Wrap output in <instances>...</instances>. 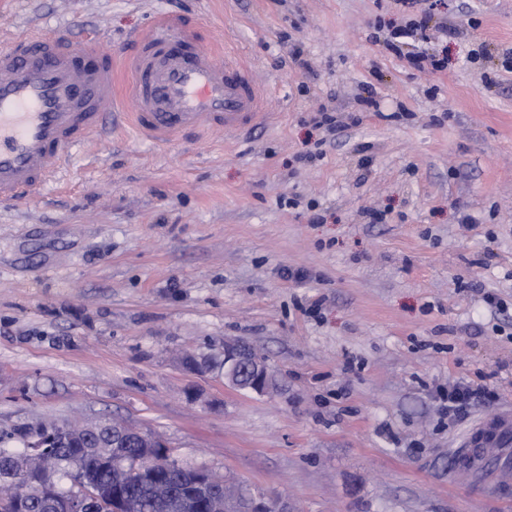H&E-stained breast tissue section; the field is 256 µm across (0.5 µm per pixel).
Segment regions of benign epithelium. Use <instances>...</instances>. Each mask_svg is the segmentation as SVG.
<instances>
[{"mask_svg":"<svg viewBox=\"0 0 512 512\" xmlns=\"http://www.w3.org/2000/svg\"><path fill=\"white\" fill-rule=\"evenodd\" d=\"M250 373L247 384H240V373ZM224 381L230 385L263 394L271 389V378L266 364L257 359L246 345L236 342L224 343ZM84 430L97 437V450L102 458L114 465L126 467L136 480L142 484H152L158 491L166 488L170 474L179 467L172 458L166 442L159 436L131 427L120 419L97 420ZM74 425L68 421L52 420L37 423L21 430L15 428L9 432L10 438L23 435L28 457L46 459L52 451L71 441L74 437ZM134 441L142 448L138 456H121L113 452ZM13 480L20 486L17 494L0 500V512H24L23 503L29 492L47 489V483L29 464L20 462L14 469ZM206 491L205 500L199 504L203 512H230V506L237 505L238 512H291L288 503L268 497L246 496L242 491H231L224 480L202 468L193 471L192 481L183 488L184 497L195 502L196 490ZM127 494L123 487L112 488V494H102L96 482L88 475L79 477L77 490L56 505L59 512H124Z\"/></svg>","mask_w":512,"mask_h":512,"instance_id":"obj_1","label":"benign epithelium"}]
</instances>
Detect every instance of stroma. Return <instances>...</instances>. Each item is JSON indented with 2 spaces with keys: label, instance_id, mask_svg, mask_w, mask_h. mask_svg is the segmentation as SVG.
<instances>
[{
  "label": "stroma",
  "instance_id": "35a3bbf8",
  "mask_svg": "<svg viewBox=\"0 0 512 512\" xmlns=\"http://www.w3.org/2000/svg\"><path fill=\"white\" fill-rule=\"evenodd\" d=\"M162 13L235 41L273 119L109 129L63 183L0 204V430L114 417L292 512H512V457L454 467L512 406V0H444L398 55L399 0H0V46L118 52ZM431 53L445 70L412 64ZM323 107L345 129L314 128ZM228 341L270 392L225 384ZM462 377L497 398L451 419L436 390Z\"/></svg>",
  "mask_w": 512,
  "mask_h": 512
}]
</instances>
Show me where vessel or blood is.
Returning a JSON list of instances; mask_svg holds the SVG:
<instances>
[{
    "mask_svg": "<svg viewBox=\"0 0 512 512\" xmlns=\"http://www.w3.org/2000/svg\"><path fill=\"white\" fill-rule=\"evenodd\" d=\"M174 25L159 17L134 34L135 52L90 67L44 32L0 50V203L40 193L71 150L102 135L124 98L133 107L132 127L158 141L203 127L239 133L263 119L268 89L234 46L200 45L187 28L172 41ZM511 446L506 407L480 420L456 455L472 469L490 449Z\"/></svg>",
    "mask_w": 512,
    "mask_h": 512,
    "instance_id": "1",
    "label": "vessel or blood"
}]
</instances>
